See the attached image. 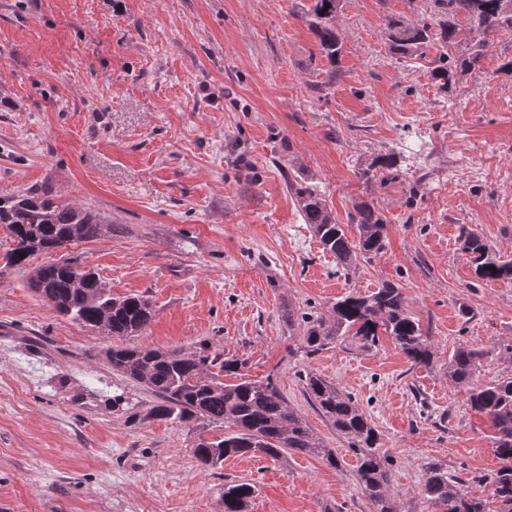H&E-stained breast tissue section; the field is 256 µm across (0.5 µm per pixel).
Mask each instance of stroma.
Segmentation results:
<instances>
[{
	"label": "stroma",
	"mask_w": 512,
	"mask_h": 512,
	"mask_svg": "<svg viewBox=\"0 0 512 512\" xmlns=\"http://www.w3.org/2000/svg\"><path fill=\"white\" fill-rule=\"evenodd\" d=\"M311 0H0V196L47 190L119 227L66 252L113 296L140 294L150 326L117 340L58 317L30 286L38 253L10 266L0 225V512H224L225 482L256 487L248 512H373L348 439L309 399L316 373L379 434L398 512H441L422 491L436 463L469 495L499 461L486 418L448 378L461 345L476 378L512 376V282L477 277L463 229L512 260V31L480 70L441 89L430 47L414 67L387 23L431 19L433 0H342L337 64L305 11ZM403 155L405 174L364 184L360 168ZM320 186L338 223L363 200L385 247L343 271L305 224L293 178ZM400 286L428 336L429 365L391 337L303 347L305 314L382 284ZM212 350L273 377L337 465L294 454H193L213 426L148 418L156 401L113 373L104 351ZM128 405L106 407L113 388Z\"/></svg>",
	"instance_id": "1"
}]
</instances>
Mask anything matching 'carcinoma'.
<instances>
[{"mask_svg": "<svg viewBox=\"0 0 512 512\" xmlns=\"http://www.w3.org/2000/svg\"><path fill=\"white\" fill-rule=\"evenodd\" d=\"M433 2L439 15L438 31H433L427 22L393 21L388 26L387 39L391 51L407 62L423 57L429 43L441 41L442 50L431 61L430 77L447 89L458 75L476 70L490 46L491 33L512 31V0ZM340 3L341 0H314L307 16L321 53L334 65L341 53L335 26ZM461 15L471 21L470 28L457 25L456 19ZM452 48L458 52L449 54ZM397 165L396 155H379L358 174L369 183L397 172ZM289 187L304 223L310 225L324 249L336 257L337 264L347 269L359 257L384 248L386 223L372 203L362 201L355 206L351 222L357 235L350 238L344 225L336 223L318 185L293 180ZM0 224L6 225L13 239L14 247L7 256V263L12 266L24 264L37 252L57 253L76 240L112 232V221L105 215L61 202L48 192L0 196ZM463 248L474 255L477 276L512 280V262L499 260L478 233H465ZM77 264L79 261L73 257H61L32 269L30 283L42 284L37 292L58 316L120 338L134 336L148 327L154 317L148 299L139 294L114 297L96 273L82 272ZM383 335L393 338L412 365L430 363L431 344L411 316L403 289L391 283L366 295L350 293L336 301L329 316L319 315L308 321L304 348L313 354L352 338L363 350L370 351ZM479 357L480 352L475 349L458 347L448 362V378L466 389V404L488 420L491 446L500 465L490 474L475 477V481L492 487V500L468 495L448 479V469L430 464L424 471L423 491L442 512H512V377L493 383L477 382ZM107 363L116 374L155 394L157 402L149 411L150 417L184 425L202 420L224 426L222 435L202 439L193 448L194 456L205 467L220 466L230 456L278 459L294 453L321 455L331 465H337L336 458L322 446L305 420L288 406L272 377L242 378L226 384L212 369L237 375L243 363L226 360L206 345L189 350L113 346ZM305 386L313 404L350 440L358 458L357 480L372 503L373 512H397L389 496V462L379 453L377 430L335 384L309 372ZM254 492L255 487L247 482L224 483V512H248ZM493 502L498 504L495 510L491 508Z\"/></svg>", "mask_w": 512, "mask_h": 512, "instance_id": "1", "label": "carcinoma"}]
</instances>
